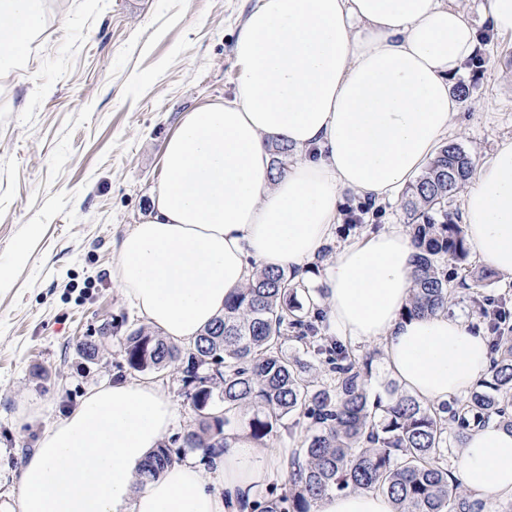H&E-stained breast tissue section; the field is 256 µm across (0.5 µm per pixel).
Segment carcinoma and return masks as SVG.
Masks as SVG:
<instances>
[{"label": "carcinoma", "mask_w": 512, "mask_h": 512, "mask_svg": "<svg viewBox=\"0 0 512 512\" xmlns=\"http://www.w3.org/2000/svg\"><path fill=\"white\" fill-rule=\"evenodd\" d=\"M475 161L445 143L406 186L404 210L417 250L407 316L448 310L453 287L447 264L468 258L463 225L448 198L472 177ZM323 311L296 270L257 269L224 304V315L182 350L143 327L121 337L127 365L138 372L183 374L197 426L181 448L205 455L226 447V430L249 414L248 436L262 444L279 429L306 422V434L287 467L288 490L254 512H312L329 491L365 490L389 496L395 512H485L453 476L446 452L465 447L471 423L495 421L512 430L505 396L512 394V338L495 336L487 376L454 405L434 408L399 392L394 382L371 396L368 363L347 345L319 335ZM300 343L328 365L329 381L307 374L284 349ZM219 398L223 410L210 409ZM175 451L162 444L142 465L141 478H157Z\"/></svg>", "instance_id": "1"}]
</instances>
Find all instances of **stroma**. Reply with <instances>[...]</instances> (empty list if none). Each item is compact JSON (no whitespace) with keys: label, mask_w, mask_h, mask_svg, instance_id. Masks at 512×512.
Returning <instances> with one entry per match:
<instances>
[{"label":"stroma","mask_w":512,"mask_h":512,"mask_svg":"<svg viewBox=\"0 0 512 512\" xmlns=\"http://www.w3.org/2000/svg\"><path fill=\"white\" fill-rule=\"evenodd\" d=\"M485 32V65L464 71L470 97L452 141L474 161L512 138V35L490 33L485 0H458ZM250 0H43L44 26L24 67L0 74V512H18L24 449L93 388L121 378L158 385L178 405L171 431L196 415L179 373L136 372L119 339L89 360L79 341L109 321L141 327L114 284L115 250L146 216L162 148L181 116L235 92L233 44ZM343 193L334 239L405 222L402 198L371 207ZM27 258L18 261L16 252ZM512 325L503 275L462 288L449 315L479 322L484 301Z\"/></svg>","instance_id":"1"}]
</instances>
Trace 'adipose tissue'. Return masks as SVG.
Listing matches in <instances>:
<instances>
[{"mask_svg": "<svg viewBox=\"0 0 512 512\" xmlns=\"http://www.w3.org/2000/svg\"><path fill=\"white\" fill-rule=\"evenodd\" d=\"M41 25V0H0L1 72L25 64ZM479 47L453 0H257L234 42L235 95L185 113L166 139L151 208L116 249L117 289L164 338L193 346L254 267L313 265L343 192L386 201L434 158L460 107L451 84ZM276 142L292 149L280 174ZM462 209L467 250L512 277V139L476 167ZM415 253L396 226L342 244L323 287L338 339L382 344L399 385L436 407L486 373L488 342L455 316H403ZM178 416L152 384L92 390L26 459L20 512H240L280 477V449L257 452L230 431L223 452L139 485ZM456 473L471 491L512 500V432L473 430ZM314 512L394 505L333 491Z\"/></svg>", "mask_w": 512, "mask_h": 512, "instance_id": "obj_1", "label": "adipose tissue"}]
</instances>
